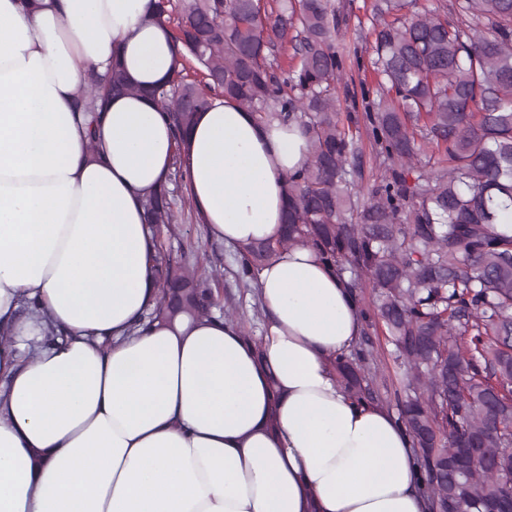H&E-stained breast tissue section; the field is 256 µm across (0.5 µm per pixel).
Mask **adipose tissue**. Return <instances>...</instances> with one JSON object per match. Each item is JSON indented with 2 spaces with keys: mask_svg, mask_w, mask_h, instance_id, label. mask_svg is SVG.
Listing matches in <instances>:
<instances>
[{
  "mask_svg": "<svg viewBox=\"0 0 512 512\" xmlns=\"http://www.w3.org/2000/svg\"><path fill=\"white\" fill-rule=\"evenodd\" d=\"M157 3L0 0V512H426L395 417L336 381L362 323L317 253L259 267L260 344L219 316L147 321L143 202L173 158L234 248L280 237L285 177L310 159L297 123L226 98L179 141L143 94L87 126V69L120 59L142 89L177 69Z\"/></svg>",
  "mask_w": 512,
  "mask_h": 512,
  "instance_id": "adipose-tissue-1",
  "label": "adipose tissue"
}]
</instances>
